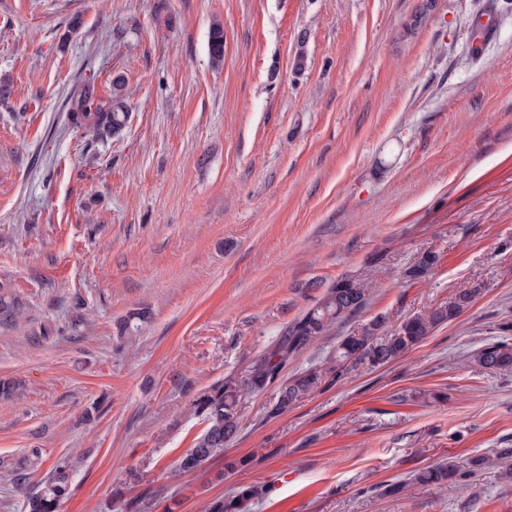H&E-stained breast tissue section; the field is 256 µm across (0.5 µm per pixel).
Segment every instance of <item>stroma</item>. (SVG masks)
<instances>
[{
	"label": "stroma",
	"instance_id": "obj_1",
	"mask_svg": "<svg viewBox=\"0 0 512 512\" xmlns=\"http://www.w3.org/2000/svg\"><path fill=\"white\" fill-rule=\"evenodd\" d=\"M0 0V512L71 462L61 512H512V376L472 362L512 324V0ZM224 28L212 66L209 33ZM126 96L122 136L70 93ZM432 274L406 282L424 251ZM346 276L359 321L473 303L405 357L269 417L253 396L225 459L176 465L193 400L239 376ZM143 311L147 320L136 319ZM128 334H120L121 323ZM41 458L28 459L31 449ZM489 458L473 472L468 463ZM455 461L458 483L382 495ZM223 481H216V472ZM95 87L91 82L83 84L72 101L70 109L73 123L83 126L96 139L119 136L129 117L124 99L114 95L105 104L96 103ZM260 494L257 487L249 486L242 489L234 500L224 502V498L216 499L208 505V512H245L249 502Z\"/></svg>",
	"mask_w": 512,
	"mask_h": 512
}]
</instances>
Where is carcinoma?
Here are the masks:
<instances>
[{"label": "carcinoma", "instance_id": "1", "mask_svg": "<svg viewBox=\"0 0 512 512\" xmlns=\"http://www.w3.org/2000/svg\"><path fill=\"white\" fill-rule=\"evenodd\" d=\"M208 47L212 63L223 64L224 28L221 25L212 27ZM70 112L73 123L84 127L97 139L121 134L129 117L122 97L115 95L109 102L100 104L96 102L95 87L89 82L74 97ZM437 263L438 255L424 252L406 269L405 277L413 283L421 282L429 277ZM373 288L369 279L343 277L337 280L315 308L285 327L279 342L264 351L244 375L227 378L198 396L193 408L196 414L203 416L206 428L179 459L178 469L194 471L221 455L237 435L245 404L253 394L277 386V400L269 413L272 416L285 414L302 398L347 373L381 367L404 356L439 326L457 318L473 303L475 296L473 290H462L453 301L419 311L394 327L388 326L385 319L375 317L339 337L334 354L324 366L291 377L282 376L293 358L335 335L338 325L360 314L370 303ZM474 361L493 375L512 374V339L505 336L480 347L474 354ZM458 476L457 465L437 463L418 470L406 480L385 485L383 495H397L411 484L443 488L457 482ZM16 489L26 497L27 512H60L62 502L71 492L70 460L59 458L51 476L36 491L27 489L24 474H16ZM259 494L258 488L246 487L231 501L214 500L208 505V512H247L249 502Z\"/></svg>", "mask_w": 512, "mask_h": 512}]
</instances>
